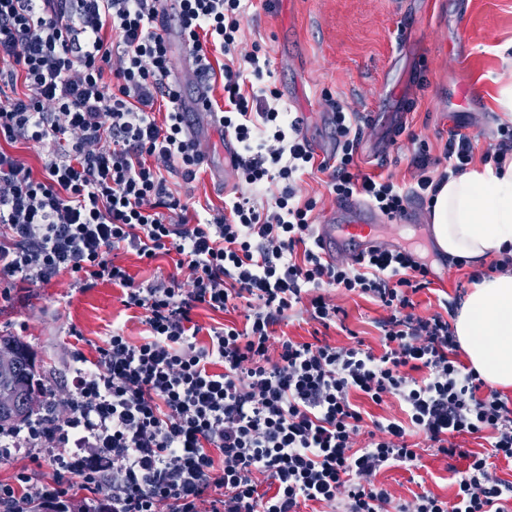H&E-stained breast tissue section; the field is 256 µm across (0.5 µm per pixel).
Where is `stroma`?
Listing matches in <instances>:
<instances>
[{"label":"stroma","instance_id":"obj_1","mask_svg":"<svg viewBox=\"0 0 512 512\" xmlns=\"http://www.w3.org/2000/svg\"><path fill=\"white\" fill-rule=\"evenodd\" d=\"M256 44L270 56V81L281 105L304 114V134L317 156L334 148L331 98L364 118L357 157L364 174L384 171L399 184H413L412 160L420 146L431 157L441 156L455 132L474 137L476 158L495 149L501 94L512 85V0H249L243 48ZM462 87L474 100L465 109L451 103ZM374 111L378 120L367 122L366 114ZM202 149L206 161L196 181L175 176L171 187L193 205L219 207L236 176L215 173L224 152L220 133L203 141ZM411 208L418 231L411 243L433 272L430 288L415 297L416 314L426 316L437 311L439 299L467 294L470 268L455 265L435 247L428 205L415 201ZM327 295L346 317L343 326L326 330V340L343 346L355 335L381 352L377 323L386 310L355 294L331 289ZM118 297V288L108 283L70 293L63 274L27 297L0 299V334L31 345L41 379L60 390L71 379L74 352L95 357L96 345L113 327L139 340L143 326ZM73 327L80 337L70 336ZM420 454L416 466L384 469L378 482L401 499L422 491L452 499L455 478L445 461L425 447Z\"/></svg>","mask_w":512,"mask_h":512}]
</instances>
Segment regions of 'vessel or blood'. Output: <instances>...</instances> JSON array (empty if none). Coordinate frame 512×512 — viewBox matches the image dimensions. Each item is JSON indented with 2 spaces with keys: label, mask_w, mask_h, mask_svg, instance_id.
<instances>
[{
  "label": "vessel or blood",
  "mask_w": 512,
  "mask_h": 512,
  "mask_svg": "<svg viewBox=\"0 0 512 512\" xmlns=\"http://www.w3.org/2000/svg\"><path fill=\"white\" fill-rule=\"evenodd\" d=\"M374 222L373 211L366 204L355 199L338 202L335 212L320 224L322 257L329 260L343 249L358 254L369 248Z\"/></svg>",
  "instance_id": "b4317fda"
}]
</instances>
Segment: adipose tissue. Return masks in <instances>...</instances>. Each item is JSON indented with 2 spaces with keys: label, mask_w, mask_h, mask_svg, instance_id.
<instances>
[{
  "label": "adipose tissue",
  "mask_w": 512,
  "mask_h": 512,
  "mask_svg": "<svg viewBox=\"0 0 512 512\" xmlns=\"http://www.w3.org/2000/svg\"><path fill=\"white\" fill-rule=\"evenodd\" d=\"M439 250L480 267L512 244V162L449 176L430 211ZM470 367L491 386L512 391V269L474 282L453 319Z\"/></svg>",
  "instance_id": "obj_1"
}]
</instances>
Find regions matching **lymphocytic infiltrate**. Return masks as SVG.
<instances>
[{"label":"lymphocytic infiltrate","mask_w":512,"mask_h":512,"mask_svg":"<svg viewBox=\"0 0 512 512\" xmlns=\"http://www.w3.org/2000/svg\"><path fill=\"white\" fill-rule=\"evenodd\" d=\"M166 14L203 90L215 73L210 50L224 57V100H207L206 113L236 150L239 186L203 218H191L167 180L194 181L204 153L156 25ZM243 19V0H0L9 59L0 82L27 88L0 100V296L66 273L77 292L120 288L144 327L136 342L113 330L94 358L75 353L65 394L0 429V464L21 453L30 461L0 483V512H71L77 493L82 512H506L512 483L488 459L512 462V406L458 361L452 303L415 314L430 267L382 243L323 260L318 201L299 188L303 175L328 172L335 200L362 199L391 221L412 200L433 201L436 169H467L471 138L454 133L442 156L420 154L415 183L403 187L357 172L359 116L333 100L334 152L317 160L303 118L264 82L267 53L243 50ZM21 144L41 148V174L17 154ZM121 251L172 256L173 269L136 279ZM328 288L388 310L381 353L360 340L278 333L304 304L323 328L343 321ZM240 302L243 325L194 318ZM358 393L377 405L396 398L403 418L366 423ZM484 432L490 455L458 442ZM415 434L447 459H467L452 501L398 500L378 484L381 470L416 460Z\"/></svg>","instance_id":"obj_1"}]
</instances>
